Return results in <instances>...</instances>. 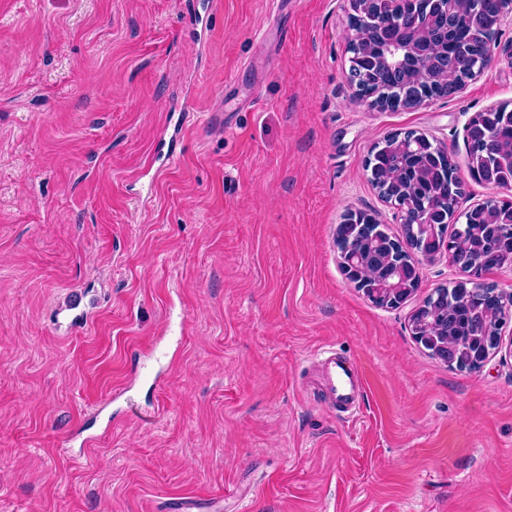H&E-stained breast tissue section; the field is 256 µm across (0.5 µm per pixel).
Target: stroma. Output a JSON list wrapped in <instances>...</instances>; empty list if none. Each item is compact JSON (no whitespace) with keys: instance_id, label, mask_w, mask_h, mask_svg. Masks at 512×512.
<instances>
[{"instance_id":"1","label":"stroma","mask_w":512,"mask_h":512,"mask_svg":"<svg viewBox=\"0 0 512 512\" xmlns=\"http://www.w3.org/2000/svg\"><path fill=\"white\" fill-rule=\"evenodd\" d=\"M348 0H0V512H512V355L432 356L410 319L465 280L419 257L375 306L336 227L401 236L366 162L512 109V13L452 97L383 111L349 79ZM177 158L152 165L184 99ZM350 357L351 416L312 360ZM412 257L414 258V255ZM408 264L413 269L412 275H406L403 271H400L386 279L366 278L370 283L365 285L364 290L371 298L385 301L411 295L420 284L421 269L415 258L413 262H408Z\"/></svg>"}]
</instances>
